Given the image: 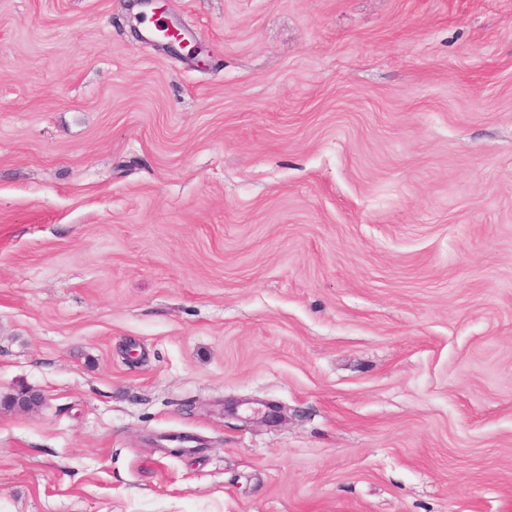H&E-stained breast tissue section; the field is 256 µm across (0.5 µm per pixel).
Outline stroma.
I'll return each instance as SVG.
<instances>
[{
	"instance_id": "stroma-1",
	"label": "stroma",
	"mask_w": 512,
	"mask_h": 512,
	"mask_svg": "<svg viewBox=\"0 0 512 512\" xmlns=\"http://www.w3.org/2000/svg\"><path fill=\"white\" fill-rule=\"evenodd\" d=\"M165 6L0 0V512H512V0Z\"/></svg>"
}]
</instances>
